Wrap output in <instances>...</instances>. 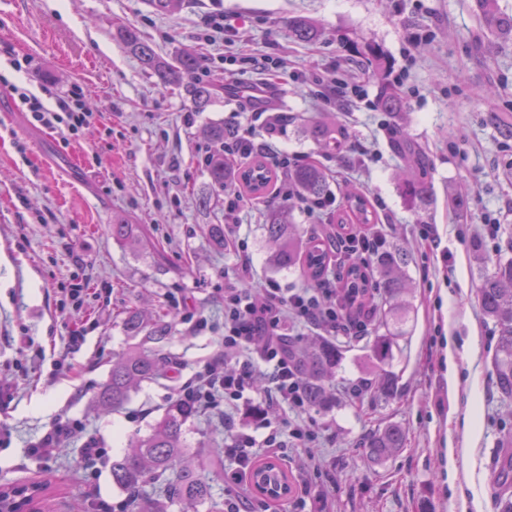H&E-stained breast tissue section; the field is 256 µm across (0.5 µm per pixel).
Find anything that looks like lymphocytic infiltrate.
Masks as SVG:
<instances>
[{"mask_svg":"<svg viewBox=\"0 0 512 512\" xmlns=\"http://www.w3.org/2000/svg\"><path fill=\"white\" fill-rule=\"evenodd\" d=\"M16 96L32 123L65 136L74 135L90 118L83 110L80 89L76 86L57 94L51 108L41 98L24 90H17ZM236 278L238 287L224 291V336L219 350L197 372L194 384L183 387L178 397L200 409H216L224 403H246L257 390V375H265L271 384L265 400L295 411L290 434L297 447L313 448L319 432L304 417L307 405L297 371L288 357V338L282 328L288 321L296 320L314 326L327 336L356 337L363 335V323L346 314L339 302L332 300L328 289L303 288L287 292L272 285L265 288V298L259 303L248 286L250 266L241 265ZM261 336L266 343L256 357L243 359V352ZM223 419L229 440L224 453L236 462L235 470L227 476L224 512H269L268 502L257 503L240 496L238 487L249 479L256 448L273 454L281 448L279 431L270 429L259 438L240 431L232 412H224Z\"/></svg>","mask_w":512,"mask_h":512,"instance_id":"1","label":"lymphocytic infiltrate"}]
</instances>
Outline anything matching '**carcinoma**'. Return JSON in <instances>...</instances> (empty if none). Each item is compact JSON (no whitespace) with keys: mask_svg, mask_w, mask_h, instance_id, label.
Returning <instances> with one entry per match:
<instances>
[{"mask_svg":"<svg viewBox=\"0 0 512 512\" xmlns=\"http://www.w3.org/2000/svg\"><path fill=\"white\" fill-rule=\"evenodd\" d=\"M477 14L487 32V42L496 44L512 41V16L498 12L496 0H476ZM288 32L298 41H313L320 31L304 18L288 20ZM116 39L139 60L142 68L155 75L163 85H182L196 111H201L214 95V85L200 78L204 71L201 54L186 48L171 59L159 57L142 39L138 29L130 24L118 29ZM383 112L398 113L403 110L402 100L395 87L385 84L377 100ZM486 123L492 126L502 141H512V121L503 120L496 112L486 113ZM310 136L328 153H340L346 148V133L336 121L316 124L309 129ZM207 137L215 144L203 160L205 171L213 188L224 191L229 177L224 149L236 144L232 132L222 123L206 129ZM250 174L248 190L264 194L274 177L261 158L245 166ZM291 181L298 188L300 197L307 202L321 201L328 197L327 176L317 163H307L294 168ZM406 197L417 201L422 209L431 202L429 185L415 174H406L402 181ZM346 205L338 221L349 219L358 224L375 223V214L369 202L353 192L344 194ZM289 205L281 202L267 210L263 230L270 250L269 262L279 271H297L310 283H318L324 275L329 256L321 241L310 239L302 242L296 225L287 221ZM474 261L478 264L477 296L484 316L496 331L495 348L491 361V374L497 394L512 417V256L499 257L493 268L485 267L483 244L474 240L470 244ZM406 253L397 247L377 251L364 261L345 267L342 274L340 301L347 307L354 300L373 301L380 297L384 307L379 317L370 322L368 348L374 369L373 379L366 383L376 388L386 399L399 393V380L391 370L395 338L405 333L409 319V306L404 297L409 292L405 275ZM126 332L140 338L131 349L113 356L112 369L107 382L101 387L94 401L96 409L103 412L120 409L129 399L132 390L144 382L160 378L167 363L162 347L171 336L172 325L159 315L151 321L140 312H131L124 322ZM288 356L299 370L307 406L315 410H328L336 404V395L329 383L342 359L341 350L323 340L306 341L288 339ZM194 415L180 400H174L146 434H136L130 450L122 457L112 459V484L123 490L140 489L157 484L164 497L148 496L139 502V512H170L175 503L185 505L182 512H190L200 504H208V512H224V504L213 496L214 474L192 462V452L184 439V425ZM405 429L389 423L370 434L365 443L366 456L372 464H381L404 448ZM496 462L494 483L498 512H512V433L504 436ZM250 480L290 487L288 472L275 459L262 460L252 467Z\"/></svg>","mask_w":512,"mask_h":512,"instance_id":"carcinoma-1","label":"carcinoma"}]
</instances>
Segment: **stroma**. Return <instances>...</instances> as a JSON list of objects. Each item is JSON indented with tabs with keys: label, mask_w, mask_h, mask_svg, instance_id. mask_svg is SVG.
Returning <instances> with one entry per match:
<instances>
[{
	"label": "stroma",
	"mask_w": 512,
	"mask_h": 512,
	"mask_svg": "<svg viewBox=\"0 0 512 512\" xmlns=\"http://www.w3.org/2000/svg\"><path fill=\"white\" fill-rule=\"evenodd\" d=\"M0 0V486L52 476L49 512H91L76 464L89 442L108 448L94 490L119 512L126 492L112 484L111 458L131 434L147 432L176 390L213 354L224 334V291L242 262L254 270V292L267 283L294 289L297 273L269 267L262 226L288 177L278 170L264 197L244 193L234 238L216 243L209 227L224 221L227 201L200 163L206 126L251 132L268 154L290 164L318 162L330 195L363 193L376 208L387 245L407 254L412 311L397 337L392 370L400 393L391 399L364 390L371 361L366 338L336 337L342 360L332 384L338 400L308 410L320 432L313 455L289 434L295 414L274 406L280 457L293 486L323 494L328 512H462L479 497L481 512H497L493 458L507 419L490 374L493 326L476 298V264L469 250L481 239L488 261L499 240L485 237L482 217L512 225V183L499 167L512 157L485 121L489 111L512 113V42L475 49L483 30L474 0H183L158 14L148 0ZM223 13V39H207L205 20ZM313 21L321 35L300 42L288 20ZM135 25L157 54L181 47L201 52L212 77L229 72L230 57L279 60L272 108L285 120L268 133L243 99L219 95L195 111L184 88L162 85L115 38ZM384 61L376 69L368 46ZM360 86L368 104L336 109L323 103V79ZM400 92L404 110L373 108L382 83ZM78 85L90 124L62 141L32 125L10 88ZM336 118L348 133L336 155L320 153L306 121ZM409 140L427 158L434 201L414 210L400 186L406 160L395 144ZM470 196L467 211L450 203ZM333 211L293 206L290 220L303 237L333 248ZM132 226L135 245L113 239L112 222ZM432 229L437 248L421 239ZM82 287L73 311L71 290ZM143 307L169 314L164 347L175 374L142 384L125 407L96 414L90 404L110 375L112 357L134 346L124 320ZM477 337L470 353L449 342ZM475 411L480 431L465 441L463 419ZM80 430L51 457L31 446L56 421ZM389 423L407 431L402 450L382 465L368 463L363 442ZM467 448L449 462L448 451Z\"/></svg>",
	"instance_id": "obj_1"
}]
</instances>
